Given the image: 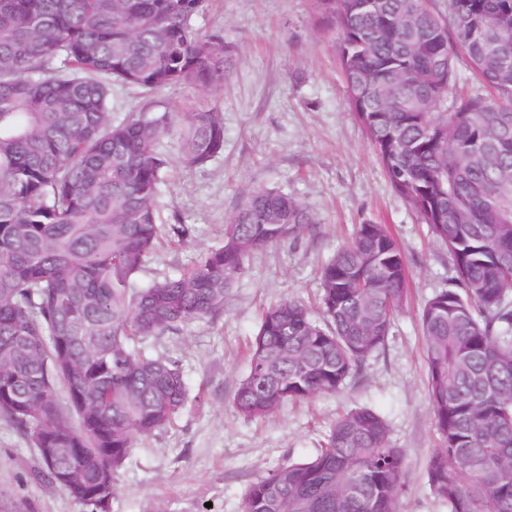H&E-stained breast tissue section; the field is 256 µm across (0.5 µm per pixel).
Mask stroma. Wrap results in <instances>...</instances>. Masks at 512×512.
I'll return each mask as SVG.
<instances>
[{
    "mask_svg": "<svg viewBox=\"0 0 512 512\" xmlns=\"http://www.w3.org/2000/svg\"><path fill=\"white\" fill-rule=\"evenodd\" d=\"M197 25L223 31L235 48L223 88L112 89L116 119L202 107L224 116V151L203 166L184 168L178 137L165 140L172 171L162 188L160 220L189 225L192 235L152 260L138 285L188 269L218 246L226 221L253 191L277 188L309 205L316 222L298 238L254 253L221 312L156 343L155 352L180 359L190 400L173 425L135 448L118 475L110 512H241L252 482L315 453L337 417L359 405L386 420L392 445L404 451L397 512H447L426 483L428 459L441 441L417 312L448 286L451 261L392 190L354 119L336 31L321 23L314 0H209ZM367 221L389 225L411 273L410 301L385 345L337 392L286 403L262 420L239 417L233 396L263 307L283 298L312 301L320 291L318 269ZM36 466L32 443L0 417V512H88L41 479Z\"/></svg>",
    "mask_w": 512,
    "mask_h": 512,
    "instance_id": "obj_1",
    "label": "stroma"
}]
</instances>
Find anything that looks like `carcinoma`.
I'll list each match as a JSON object with an SVG mask.
<instances>
[{"instance_id":"cac0c4a2","label":"carcinoma","mask_w":512,"mask_h":512,"mask_svg":"<svg viewBox=\"0 0 512 512\" xmlns=\"http://www.w3.org/2000/svg\"><path fill=\"white\" fill-rule=\"evenodd\" d=\"M208 0H0V417L38 473L105 512L136 442L175 421L180 360L143 344L224 307L258 249L298 237L309 208L276 188L248 195L222 245L136 286L159 223L177 134L183 164L224 151L214 109L114 121L112 85L224 86L234 50L202 33ZM338 33L344 91L389 184L442 243L451 284L418 313L435 430L430 493L448 512H512V0H317ZM480 88L457 90V52ZM321 319L267 307L233 397L246 419L334 393L385 345L409 270L387 225H358L318 272ZM67 407H62L60 395ZM404 452L367 406L316 453L253 482L242 512H396Z\"/></svg>"}]
</instances>
